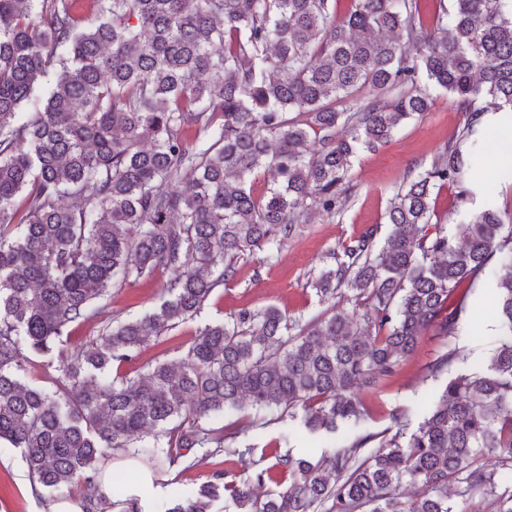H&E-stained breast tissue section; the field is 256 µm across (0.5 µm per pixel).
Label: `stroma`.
Here are the masks:
<instances>
[{
    "instance_id": "1",
    "label": "stroma",
    "mask_w": 512,
    "mask_h": 512,
    "mask_svg": "<svg viewBox=\"0 0 512 512\" xmlns=\"http://www.w3.org/2000/svg\"><path fill=\"white\" fill-rule=\"evenodd\" d=\"M462 126V116L445 94H438L431 112L401 128L384 146L361 152L353 161L352 198L339 216H314L311 223L302 225L289 241L280 260L266 259L264 253L249 258L240 276L215 290L212 298L194 319L176 325L157 341L138 349L124 368L128 376L146 373L149 365L158 361H176L183 357L195 336L205 326L229 319L243 307L273 305L287 315L308 317L320 310L318 299L307 285L310 274L318 272L325 254L339 240L358 234L375 224H384L389 202L408 169L429 168ZM495 158L488 147L476 152L471 172L481 192L465 204H457L451 189L437 194L436 211L445 217L450 233L463 240L470 212L487 203L503 212L512 213V179L495 170ZM167 270H157L151 277L136 280L112 289L110 307L118 319L149 313L161 302L164 284L169 280ZM496 273H489L468 292V310L463 316L456 336L441 342L435 336H425L418 351L405 362L399 376L377 395L368 397L370 416L367 430L377 432L390 426V415L408 410L413 420H421L423 410L431 405L446 385L447 376L431 378L425 375V365L442 346L459 353L452 373L481 370L497 345L498 324L494 318L497 304ZM279 424L268 423L254 427L239 437L236 450L230 454L208 458L207 464L182 470L167 467L153 474V484L145 495V512H154L156 505L166 499L172 489L180 486L199 487L211 479L213 471L242 474L238 453L253 446L250 463L265 468L275 461L280 444ZM30 481L19 449L0 454V512H40L56 495L41 489L30 496Z\"/></svg>"
}]
</instances>
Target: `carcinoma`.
<instances>
[{
    "mask_svg": "<svg viewBox=\"0 0 512 512\" xmlns=\"http://www.w3.org/2000/svg\"><path fill=\"white\" fill-rule=\"evenodd\" d=\"M0 0V444L56 493L94 482L108 454L194 468L241 430L304 414L356 427L318 459L279 454L246 477L216 470L160 512H512V215L473 212L465 241L434 192L472 198L460 143L512 107V12L503 0ZM419 43L416 56L404 44ZM437 88L465 116L430 168L411 169L375 224L338 242L308 285L324 309L290 317L242 308L206 326L184 358L138 377L113 366L192 319L257 251L278 258L314 214L343 212L352 164L431 110ZM32 104L36 111L22 115ZM500 265L502 343L483 371L448 379L417 426L407 413L369 432L366 397L395 378L423 336L456 335L463 289ZM173 277L159 306L113 323L110 288ZM99 336L71 351L74 323ZM56 356L49 387L20 379ZM447 349L425 366L449 371ZM210 421L204 427L201 421ZM281 490L266 500L252 486Z\"/></svg>",
    "mask_w": 512,
    "mask_h": 512,
    "instance_id": "1",
    "label": "carcinoma"
}]
</instances>
